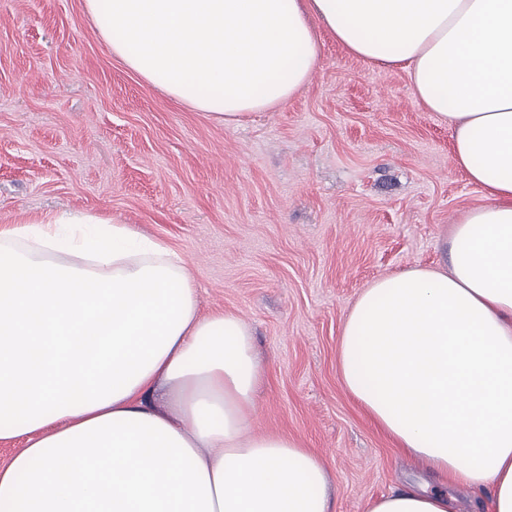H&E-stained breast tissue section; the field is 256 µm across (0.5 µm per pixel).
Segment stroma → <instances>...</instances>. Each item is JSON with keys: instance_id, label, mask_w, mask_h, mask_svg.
<instances>
[{"instance_id": "stroma-1", "label": "stroma", "mask_w": 512, "mask_h": 512, "mask_svg": "<svg viewBox=\"0 0 512 512\" xmlns=\"http://www.w3.org/2000/svg\"><path fill=\"white\" fill-rule=\"evenodd\" d=\"M319 38L306 86L227 127L112 57L83 0H0V227L86 211L167 243L202 313L253 332L266 371L254 431L303 442L333 512H365L418 467L340 381L345 317L375 279L445 265L485 191L404 70Z\"/></svg>"}]
</instances>
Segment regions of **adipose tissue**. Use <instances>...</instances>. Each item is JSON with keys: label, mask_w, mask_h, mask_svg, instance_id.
<instances>
[{"label": "adipose tissue", "mask_w": 512, "mask_h": 512, "mask_svg": "<svg viewBox=\"0 0 512 512\" xmlns=\"http://www.w3.org/2000/svg\"><path fill=\"white\" fill-rule=\"evenodd\" d=\"M112 56L235 127L346 51L398 67L483 203L447 268L373 281L338 347L348 393L436 477L366 512H512V0H83ZM264 368L232 312L202 314L186 261L132 226L48 213L0 231V512H332L302 443L252 424Z\"/></svg>", "instance_id": "1"}]
</instances>
